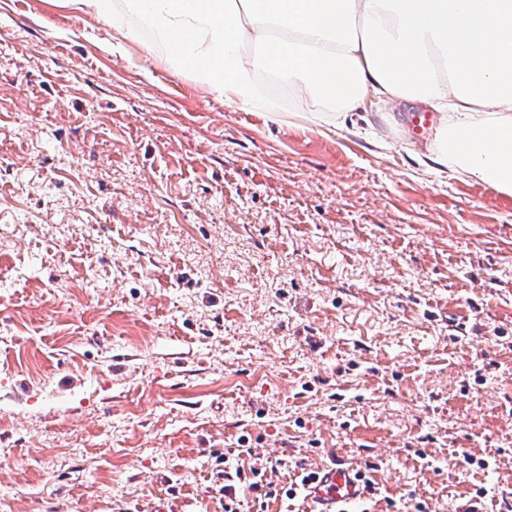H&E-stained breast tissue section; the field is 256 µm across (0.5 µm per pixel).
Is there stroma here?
<instances>
[{"label":"stroma","mask_w":512,"mask_h":512,"mask_svg":"<svg viewBox=\"0 0 512 512\" xmlns=\"http://www.w3.org/2000/svg\"><path fill=\"white\" fill-rule=\"evenodd\" d=\"M52 0H0V499L11 512H512V196L409 105L231 108ZM273 496L224 495V474ZM306 470L313 471L303 487L304 498L311 504L309 512H346L347 507L363 503L370 494L356 467L332 460Z\"/></svg>","instance_id":"1"}]
</instances>
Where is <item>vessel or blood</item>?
Wrapping results in <instances>:
<instances>
[{
	"label": "vessel or blood",
	"instance_id": "1",
	"mask_svg": "<svg viewBox=\"0 0 512 512\" xmlns=\"http://www.w3.org/2000/svg\"><path fill=\"white\" fill-rule=\"evenodd\" d=\"M303 490L311 505L309 512H345L347 507L363 503L369 495L358 468L333 461L316 465Z\"/></svg>",
	"mask_w": 512,
	"mask_h": 512
}]
</instances>
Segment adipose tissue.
<instances>
[{
	"mask_svg": "<svg viewBox=\"0 0 512 512\" xmlns=\"http://www.w3.org/2000/svg\"><path fill=\"white\" fill-rule=\"evenodd\" d=\"M225 104L345 127L441 112L424 159L512 196V0H57Z\"/></svg>",
	"mask_w": 512,
	"mask_h": 512,
	"instance_id": "adipose-tissue-1",
	"label": "adipose tissue"
}]
</instances>
